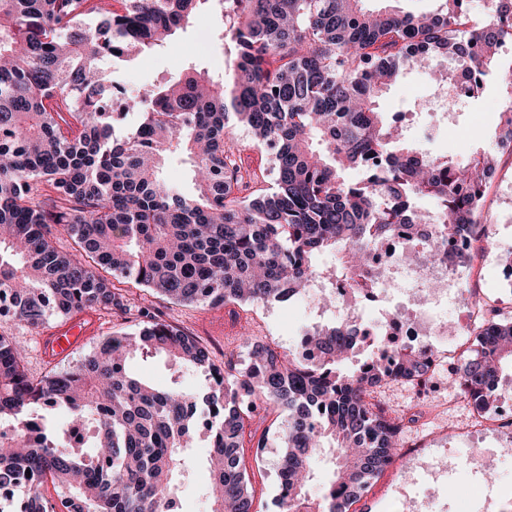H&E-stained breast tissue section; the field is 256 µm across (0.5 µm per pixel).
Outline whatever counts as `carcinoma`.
Instances as JSON below:
<instances>
[{"mask_svg":"<svg viewBox=\"0 0 512 512\" xmlns=\"http://www.w3.org/2000/svg\"><path fill=\"white\" fill-rule=\"evenodd\" d=\"M210 0H0V302L31 326L52 315L120 307L117 284L132 282L180 303L285 301L315 281L366 288L378 241L429 224L418 201L435 200L448 222L433 225L459 267L456 241L488 236L478 223L485 153L467 165L402 140V118L379 99L404 65L448 60L473 88L500 48L512 43V0H438L432 15L364 0H218L232 65L215 81L195 68L139 97L143 119L112 141L113 104L100 62L128 61L163 47ZM507 106L501 144H512V68L501 76ZM251 130L272 156L273 189L241 164L231 121ZM190 160L194 192L163 176L175 152ZM362 168L363 180L345 177ZM77 237L80 256L60 252L51 225ZM338 256L326 269L319 259ZM475 348L448 369L476 408L512 365V318L488 303ZM366 339L338 322L305 331L317 362L268 343L215 367L194 337L150 319L136 334L106 338L78 366L31 380L24 347L0 336V488L50 477L66 495L63 512H175L188 450L210 441L211 512H252L241 464L258 399L283 415L280 512H350L392 462L402 425L368 398L385 381L410 383L432 360L415 351L345 370ZM163 354L202 371L209 392L177 382L153 385L132 372L137 358ZM36 404L65 409L64 434L96 425L94 453L59 446ZM332 471L319 499L312 460Z\"/></svg>","mask_w":512,"mask_h":512,"instance_id":"carcinoma-1","label":"carcinoma"}]
</instances>
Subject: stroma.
<instances>
[{
  "instance_id": "35a3bbf8",
  "label": "stroma",
  "mask_w": 512,
  "mask_h": 512,
  "mask_svg": "<svg viewBox=\"0 0 512 512\" xmlns=\"http://www.w3.org/2000/svg\"><path fill=\"white\" fill-rule=\"evenodd\" d=\"M216 13L209 10L196 16L186 30L177 34L162 48L113 66L106 72L112 83L133 95L140 87L178 78L194 67L214 76L228 69L229 52L223 35L217 34ZM512 66V45L502 48L497 67L490 69L480 91L453 109V119L434 143H426L423 130L434 120V112H423L420 101L428 99L431 82L419 68L405 69L400 79L385 93L380 107L387 112L406 115L407 137L419 148L432 153L449 152L456 160L467 161L469 155L487 152L496 157L492 176L486 183L480 221L488 225L491 240L474 242L470 261L462 271L460 282L470 298L486 297L500 285L502 261L512 252V222H499L498 217L512 198V151L498 144L500 112L506 102L501 88V74ZM149 310L156 320L195 336L209 352L216 366L229 357H246L247 341L265 342L276 339L280 352L298 346L301 330L325 327L334 322L335 314L317 315L304 311L296 303L274 302L268 305L211 306L181 304L162 297L147 288L128 285L124 309L95 308L97 324L84 342L56 360H45L41 338L64 324L61 316H53L37 327L28 326L11 317H0V336L23 343V366L33 380H41L55 371L76 367L92 350L116 331L136 332L142 325V310ZM473 342L472 336L457 338L438 349L445 355L443 365L435 373L438 390L420 396L412 385L392 384L376 394L375 402L391 416L408 420L402 441L427 438L433 448H465L459 426L471 409L456 389L448 383V368L460 365ZM136 371L152 383L166 385L178 382L183 388L204 393L208 383L195 370H176L164 356L158 355L134 362ZM281 420L275 413L257 408L251 422L253 433L265 436L262 452L246 449L244 462L254 490L256 512H278L277 467L283 451L279 429ZM209 444L196 441L189 454L194 464L182 479L179 491L182 512H209V472L206 467ZM433 497L435 512H512V452L503 453L495 467L479 474L467 469L463 460L446 467L438 481L427 478L409 479L404 459H396L355 503L356 512H410V500Z\"/></svg>"
}]
</instances>
